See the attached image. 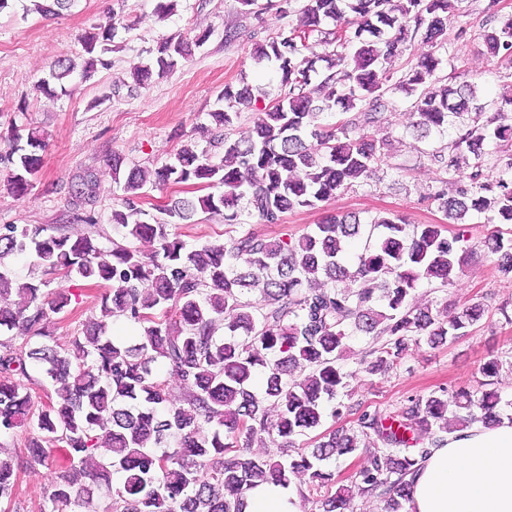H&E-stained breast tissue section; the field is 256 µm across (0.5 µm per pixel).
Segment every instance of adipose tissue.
<instances>
[{
	"label": "adipose tissue",
	"mask_w": 512,
	"mask_h": 512,
	"mask_svg": "<svg viewBox=\"0 0 512 512\" xmlns=\"http://www.w3.org/2000/svg\"><path fill=\"white\" fill-rule=\"evenodd\" d=\"M409 512H512V422L461 428L431 448L411 477ZM244 512H299L298 493L251 489Z\"/></svg>",
	"instance_id": "1"
}]
</instances>
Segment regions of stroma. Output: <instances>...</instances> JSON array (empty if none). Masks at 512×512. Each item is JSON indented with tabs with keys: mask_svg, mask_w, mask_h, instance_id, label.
I'll return each mask as SVG.
<instances>
[{
	"mask_svg": "<svg viewBox=\"0 0 512 512\" xmlns=\"http://www.w3.org/2000/svg\"><path fill=\"white\" fill-rule=\"evenodd\" d=\"M11 12L0 14V132L10 125L32 124L46 134L42 167L28 194L14 196L0 185V226L43 225L90 233L101 243L117 238L111 211L122 195L106 165L111 155L126 165L152 167L168 160L187 142L198 149L213 150L215 129L210 114L222 108L225 83L246 82L259 88L257 102L238 105L240 117L232 137L246 134L259 109L273 105L281 94V73L252 55L253 35H269L295 25L297 15H282L270 8L245 14L239 0H180L174 15L158 18L155 0H78L59 16L24 13L26 0H17ZM490 0H452L450 37L441 48L440 73L454 83L476 84L483 99L512 89V59L492 56L480 27ZM117 13L126 22L118 29L112 67L92 78L73 73L66 94L50 99L36 90L60 59L77 58L79 36ZM237 26L239 35L226 41L224 30ZM466 26L464 39H456L458 26ZM209 32L208 41L195 49L189 60L166 77L145 87L132 83V73L150 50L166 36L180 33L195 37ZM396 106L388 124L370 128L375 139L386 140L385 163L368 177L337 195L322 207L300 208L284 214L282 223L263 224L254 216L244 227L267 237L285 234L299 237L328 214L354 213L363 223L391 213L410 224H443L447 218L430 194L437 172L427 158L431 143L418 140L414 118L404 93H396ZM99 173L96 223L74 218L70 190L84 170ZM494 226L485 217L466 224L469 254L463 270L445 289L422 284L412 302L460 308L471 303L484 307V315L468 335L442 346L427 339L411 344L401 364L382 375L364 371L363 362L374 346L371 337L353 335L347 342L342 364L350 371L347 387L352 403L396 411L408 397L445 388L456 391L476 387L478 368L492 356L503 368L495 380L501 397V418L512 421V279L497 270L495 257L486 245ZM103 287L73 285L66 314L52 317L50 328L57 343L65 344L99 312ZM50 472L41 466L22 468L15 501L23 512H39L50 484Z\"/></svg>",
	"mask_w": 512,
	"mask_h": 512,
	"instance_id": "35a3bbf8",
	"label": "stroma"
}]
</instances>
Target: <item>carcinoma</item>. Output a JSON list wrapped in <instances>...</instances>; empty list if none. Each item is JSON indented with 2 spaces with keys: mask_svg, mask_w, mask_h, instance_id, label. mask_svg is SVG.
<instances>
[{
  "mask_svg": "<svg viewBox=\"0 0 512 512\" xmlns=\"http://www.w3.org/2000/svg\"><path fill=\"white\" fill-rule=\"evenodd\" d=\"M30 2L53 16L77 0ZM293 2L279 0L278 9L298 12L299 24L255 42V58L278 64L284 91L249 135L224 136L221 156L185 144L154 169H125L121 158L110 157L113 180L123 181L121 203L111 212L121 240L106 248L90 234L0 228V335L24 337L19 348L0 342V432L28 423L41 433L29 442L25 464L55 469L43 512H243L250 489L269 481L288 485L296 474L326 489L317 512H339L349 507L351 488L325 462L362 447L371 452L355 474L358 489L379 498L384 512H407L409 476L430 447L458 428L496 422V390L461 391L451 402L441 390L411 396L392 414L366 410L358 429L323 434L312 449L294 448V437L316 430L325 416L355 411L341 399L352 377L341 364L350 336L387 337L369 351L374 359L365 371L375 375L401 362L412 337L444 344L481 319L478 304L450 313L409 302L421 283L446 287L462 271L466 230L450 237L445 224L409 229L398 216L379 217L371 222L375 243L365 242L350 261L347 249L362 237L354 215L329 216L297 238L270 239L240 230L243 214L279 224L286 212L318 207L384 162L383 143L350 133L384 124L401 91L420 137L441 141L455 131L450 151L426 153L440 174L430 197L449 223L462 225L476 213L512 224V176H504L512 173V155L487 163L491 143L512 140V92L483 102L476 85L454 87L437 76L449 0H305L298 10ZM496 5L488 7L482 38L492 56L511 59L512 18L500 20ZM328 21L334 28H324ZM120 24L111 14L81 35L82 63L57 61L37 91L54 98L67 92L65 79L76 68L85 77L109 68ZM418 36L428 50L390 83L386 64ZM206 38L163 39L154 59L135 69L134 81L172 73ZM319 61L325 68L316 67ZM252 97L253 86L227 83L225 107L210 117L227 129L238 118L234 107ZM488 109L494 118L480 122ZM323 115L336 122L318 124ZM6 141L0 166L8 189L22 194L39 171L44 131L14 126ZM464 168L468 180L450 177ZM170 183L202 184L210 192L173 199L151 214L144 208L148 190ZM97 189L93 170L73 187L87 224L96 223L90 207ZM200 212L239 230L190 246L176 229ZM143 239L155 243L148 257L133 246ZM490 240L498 271L511 278L512 237L495 230ZM18 256L35 258L67 282L107 285L100 316L58 344L46 321L67 312L68 295L46 294L45 282L18 277L11 266ZM117 321L135 325L137 337L114 338L110 325ZM30 366L53 387L40 408ZM161 366L172 369L178 388L161 379ZM258 372L263 390L256 393ZM264 436L278 443L279 456L252 451ZM17 470L0 448V501L13 500Z\"/></svg>",
  "mask_w": 512,
  "mask_h": 512,
  "instance_id": "1",
  "label": "carcinoma"
}]
</instances>
